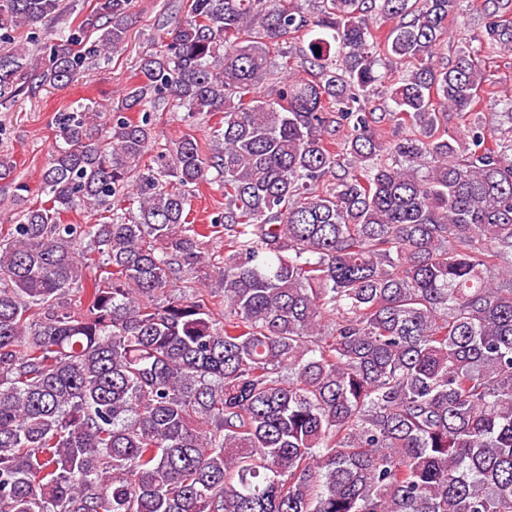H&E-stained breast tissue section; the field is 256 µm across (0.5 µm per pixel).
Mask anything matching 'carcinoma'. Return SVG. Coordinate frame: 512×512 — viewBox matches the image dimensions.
<instances>
[{
	"mask_svg": "<svg viewBox=\"0 0 512 512\" xmlns=\"http://www.w3.org/2000/svg\"><path fill=\"white\" fill-rule=\"evenodd\" d=\"M457 2L189 0L109 122L56 112L48 200L0 237V512H512V138L485 144L475 60L434 62ZM486 2L505 51L512 0ZM61 6L0 0V112L124 48L133 0L55 32ZM296 33L309 77L279 81ZM168 103L219 116L209 149L157 138ZM192 198L193 216L197 224H210L212 216L224 211V194L217 191V186L203 184Z\"/></svg>",
	"mask_w": 512,
	"mask_h": 512,
	"instance_id": "cac0c4a2",
	"label": "carcinoma"
}]
</instances>
